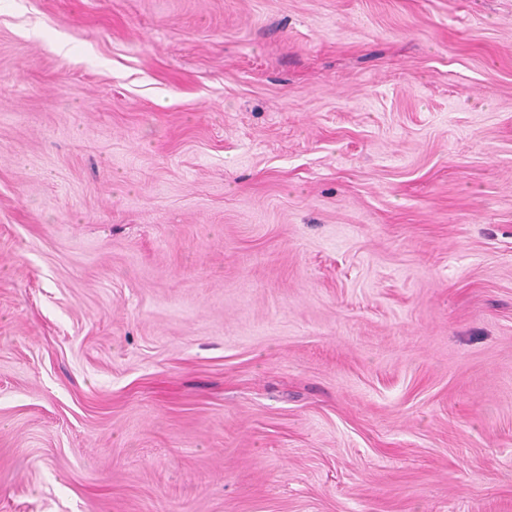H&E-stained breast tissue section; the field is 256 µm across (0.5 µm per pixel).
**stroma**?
<instances>
[{
    "label": "stroma",
    "mask_w": 512,
    "mask_h": 512,
    "mask_svg": "<svg viewBox=\"0 0 512 512\" xmlns=\"http://www.w3.org/2000/svg\"><path fill=\"white\" fill-rule=\"evenodd\" d=\"M0 512H512V0H0Z\"/></svg>",
    "instance_id": "1"
}]
</instances>
